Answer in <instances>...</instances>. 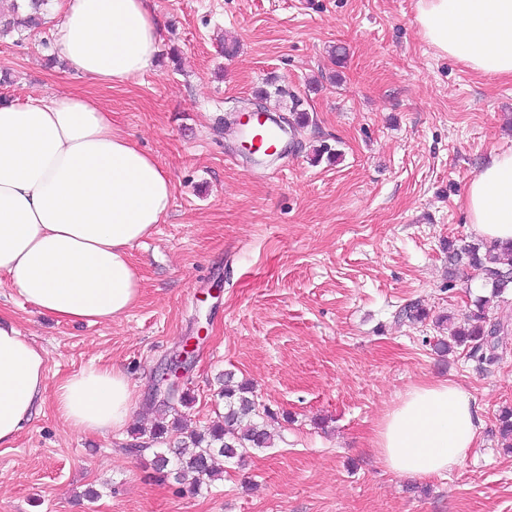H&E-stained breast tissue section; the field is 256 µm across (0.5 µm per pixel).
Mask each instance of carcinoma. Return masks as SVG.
<instances>
[{
    "label": "carcinoma",
    "mask_w": 512,
    "mask_h": 512,
    "mask_svg": "<svg viewBox=\"0 0 512 512\" xmlns=\"http://www.w3.org/2000/svg\"><path fill=\"white\" fill-rule=\"evenodd\" d=\"M47 2L11 0L10 14L0 11V35L10 33L20 22L27 27L40 26ZM448 262L454 266L465 265L477 272L494 288L495 298L512 284V245L500 253L482 242L458 246L450 241ZM489 304L490 300H482L477 311L467 319V326L454 331L447 340L438 339L436 346L445 351L463 345L470 349L472 356L496 361L501 324L487 323L486 308ZM220 394L224 397L223 423L203 431H191L182 436L177 446L159 449L152 460L153 470L159 477L164 480L171 478L177 484L188 480L195 490L220 476L218 461L241 457L242 448L263 449L273 445V435L266 424L270 412L255 402L247 384H226Z\"/></svg>",
    "instance_id": "obj_1"
}]
</instances>
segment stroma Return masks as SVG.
<instances>
[{
    "label": "stroma",
    "instance_id": "obj_1",
    "mask_svg": "<svg viewBox=\"0 0 512 512\" xmlns=\"http://www.w3.org/2000/svg\"><path fill=\"white\" fill-rule=\"evenodd\" d=\"M416 2L152 0L157 63L114 87L68 69L57 8L0 38L1 98H96L173 186L165 222L133 250L141 298L122 318L60 323L0 284V317L43 349L48 386L111 364L139 395L127 427L104 435L71 432L45 401L0 447V512H512L498 432L512 407V288L487 311L504 326L497 362L435 348L439 317L459 324L491 293L449 265L448 243L473 241L466 186L512 148V80L439 54ZM251 102L294 130L281 156L247 158L230 138ZM414 303L428 318L399 319ZM192 336L191 400L172 403L188 427L220 421L226 372L277 415L271 448L194 494L150 480L147 447L155 374ZM431 380L468 389L479 444L445 478L388 473L372 430Z\"/></svg>",
    "mask_w": 512,
    "mask_h": 512
}]
</instances>
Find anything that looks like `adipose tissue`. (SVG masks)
Wrapping results in <instances>:
<instances>
[{"mask_svg":"<svg viewBox=\"0 0 512 512\" xmlns=\"http://www.w3.org/2000/svg\"><path fill=\"white\" fill-rule=\"evenodd\" d=\"M426 41L488 77L512 79V0H418ZM159 25L150 0H67L56 43L69 69L115 86L149 69ZM172 181L90 96L0 102V275L41 313L65 323L112 321L137 303L132 250L163 223ZM462 204L472 233L512 242V149L492 153ZM45 355L0 318V447L44 400ZM54 406L79 434L123 430L137 394L105 365L62 379ZM483 421L449 380L408 387L376 424L370 446L387 470L451 474Z\"/></svg>","mask_w":512,"mask_h":512,"instance_id":"1","label":"adipose tissue"}]
</instances>
